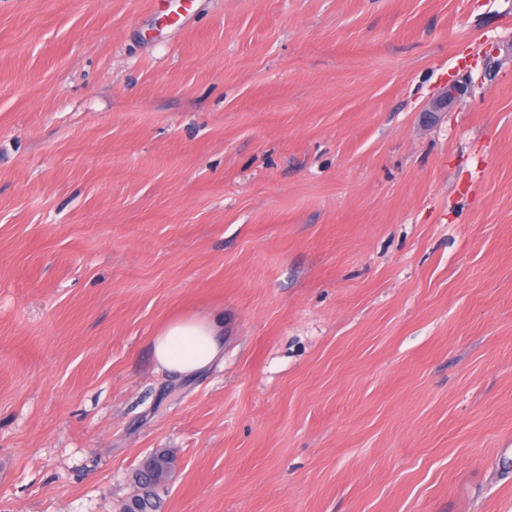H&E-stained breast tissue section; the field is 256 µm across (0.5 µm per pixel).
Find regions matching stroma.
<instances>
[{
  "instance_id": "obj_1",
  "label": "stroma",
  "mask_w": 512,
  "mask_h": 512,
  "mask_svg": "<svg viewBox=\"0 0 512 512\" xmlns=\"http://www.w3.org/2000/svg\"><path fill=\"white\" fill-rule=\"evenodd\" d=\"M159 448L163 512H512V0H0V512ZM158 368L178 379H190L224 356V316L179 317L152 338Z\"/></svg>"
}]
</instances>
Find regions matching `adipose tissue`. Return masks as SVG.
<instances>
[{"instance_id": "obj_1", "label": "adipose tissue", "mask_w": 512, "mask_h": 512, "mask_svg": "<svg viewBox=\"0 0 512 512\" xmlns=\"http://www.w3.org/2000/svg\"><path fill=\"white\" fill-rule=\"evenodd\" d=\"M151 348L158 368L180 379L192 378L224 354V317H179L153 337Z\"/></svg>"}]
</instances>
